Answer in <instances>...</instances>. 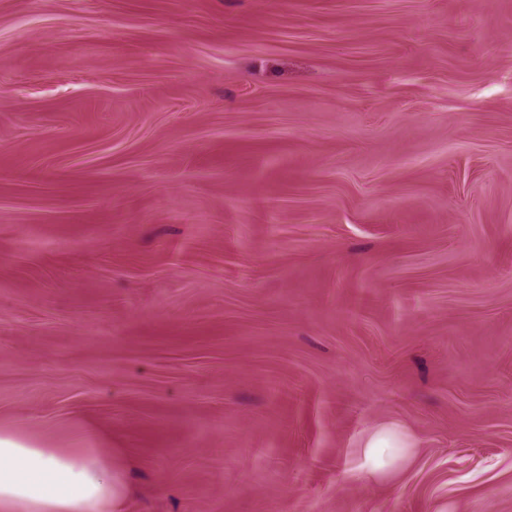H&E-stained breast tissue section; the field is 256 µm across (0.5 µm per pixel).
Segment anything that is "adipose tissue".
<instances>
[{
	"label": "adipose tissue",
	"mask_w": 512,
	"mask_h": 512,
	"mask_svg": "<svg viewBox=\"0 0 512 512\" xmlns=\"http://www.w3.org/2000/svg\"><path fill=\"white\" fill-rule=\"evenodd\" d=\"M408 437L394 425L374 431L361 471L378 477L410 458ZM128 485L120 462L90 448H42L0 436V512H126Z\"/></svg>",
	"instance_id": "1"
}]
</instances>
